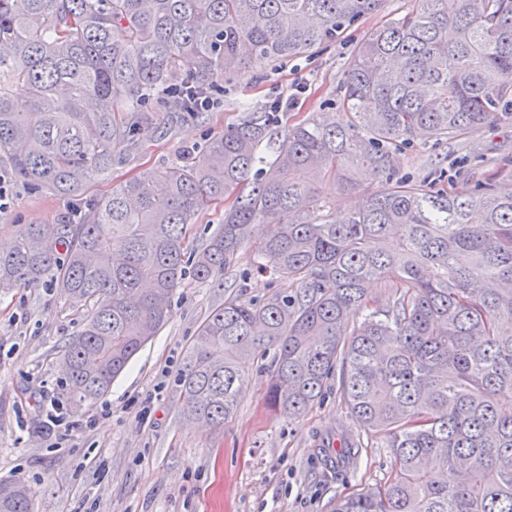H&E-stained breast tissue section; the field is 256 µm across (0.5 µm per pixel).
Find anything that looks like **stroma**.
<instances>
[{"instance_id":"obj_1","label":"stroma","mask_w":512,"mask_h":512,"mask_svg":"<svg viewBox=\"0 0 512 512\" xmlns=\"http://www.w3.org/2000/svg\"><path fill=\"white\" fill-rule=\"evenodd\" d=\"M412 0H384L381 9L347 28L338 40L276 64H256L221 80L212 110L166 119L138 136L131 159L113 166L92 191L103 195L121 182L156 172L201 148L225 127L265 111L286 86L306 87L298 105L280 115L281 128L339 109L340 85L357 43L375 27L402 17ZM512 157V124L486 129L466 145L429 143L404 149L400 175L439 172L436 188L464 192L474 174ZM7 207L1 224H57L64 201L31 190L0 164ZM252 250L213 283L185 277L173 315L143 347L109 392L70 411L78 429L51 433L44 408L64 401L60 362L85 318L82 305L48 284L13 289L0 297V479H18L34 494V512H326L330 501L384 484L392 472L389 449H362L355 466L333 471L320 460L323 444L360 429L346 408L337 378L300 417L270 412L261 370L250 377L232 420L218 428L191 423L181 413L179 377L198 328L209 312L235 294L246 299L287 291L284 279L257 275ZM95 418L94 428L81 421Z\"/></svg>"}]
</instances>
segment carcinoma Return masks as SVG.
<instances>
[{
	"mask_svg": "<svg viewBox=\"0 0 512 512\" xmlns=\"http://www.w3.org/2000/svg\"><path fill=\"white\" fill-rule=\"evenodd\" d=\"M382 2L0 0V161L73 203L59 224L10 231L0 295L50 283L88 307L63 357L66 400L81 408L168 322L186 274L218 280L253 225L271 224L253 266L295 292L210 312L180 377L184 415L224 424L272 349L273 411L302 415L337 372L351 416L394 458L386 484L328 512H512V158L464 194L394 168L418 137L512 123V0H414L356 46L337 117L295 125L274 147L279 113L263 112L195 157L89 192L157 123L155 98L196 112L224 76L309 53ZM17 94L30 111L14 110ZM327 179L344 194L386 188L336 222L317 195ZM228 199L194 244L189 225ZM372 281L391 291L384 309L371 307ZM354 309L364 315L349 329ZM360 448L340 439L336 463ZM32 501L25 483L0 481V512Z\"/></svg>",
	"mask_w": 512,
	"mask_h": 512,
	"instance_id": "1",
	"label": "carcinoma"
}]
</instances>
